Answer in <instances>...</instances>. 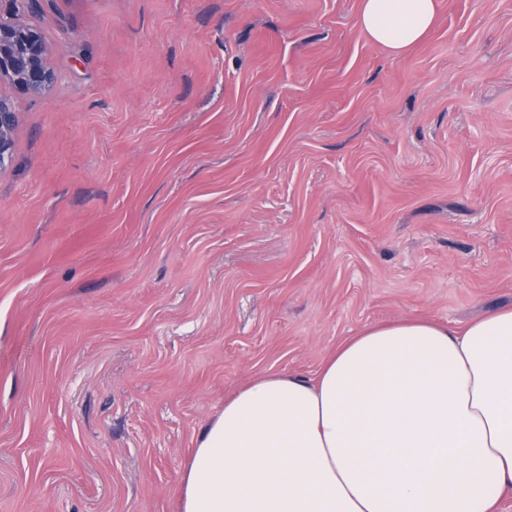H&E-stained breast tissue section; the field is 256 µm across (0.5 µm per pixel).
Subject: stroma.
I'll list each match as a JSON object with an SVG mask.
<instances>
[{"instance_id":"stroma-1","label":"stroma","mask_w":512,"mask_h":512,"mask_svg":"<svg viewBox=\"0 0 512 512\" xmlns=\"http://www.w3.org/2000/svg\"><path fill=\"white\" fill-rule=\"evenodd\" d=\"M0 0V512H178L201 427L373 323L512 308V0ZM438 5V0H361L358 24L373 43L401 55L431 28ZM48 52L35 25L0 23V80L8 79L23 93L42 95L52 80ZM18 123V113L9 100L0 98V169L12 159V134Z\"/></svg>"}]
</instances>
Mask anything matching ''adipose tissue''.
Here are the masks:
<instances>
[{"label":"adipose tissue","instance_id":"obj_1","mask_svg":"<svg viewBox=\"0 0 512 512\" xmlns=\"http://www.w3.org/2000/svg\"><path fill=\"white\" fill-rule=\"evenodd\" d=\"M438 0H361L392 54ZM512 488V309L372 325L314 375L264 376L199 432L180 512H495Z\"/></svg>","mask_w":512,"mask_h":512}]
</instances>
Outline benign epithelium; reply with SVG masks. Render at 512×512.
<instances>
[{"label": "benign epithelium", "instance_id": "benign-epithelium-1", "mask_svg": "<svg viewBox=\"0 0 512 512\" xmlns=\"http://www.w3.org/2000/svg\"><path fill=\"white\" fill-rule=\"evenodd\" d=\"M48 47L34 25L0 23V80L7 79L21 92L43 94L52 76L46 67ZM18 113L0 98V169L12 159V134Z\"/></svg>", "mask_w": 512, "mask_h": 512}]
</instances>
